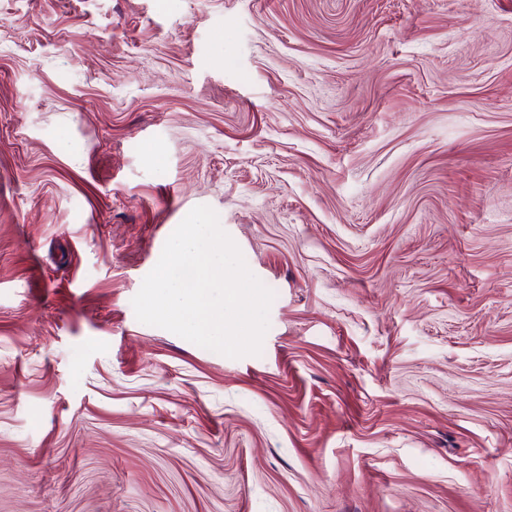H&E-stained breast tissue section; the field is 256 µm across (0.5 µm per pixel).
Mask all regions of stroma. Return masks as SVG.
Returning <instances> with one entry per match:
<instances>
[{"mask_svg":"<svg viewBox=\"0 0 512 512\" xmlns=\"http://www.w3.org/2000/svg\"><path fill=\"white\" fill-rule=\"evenodd\" d=\"M198 205L260 355L135 317ZM0 512H512V0H0Z\"/></svg>","mask_w":512,"mask_h":512,"instance_id":"35a3bbf8","label":"stroma"}]
</instances>
